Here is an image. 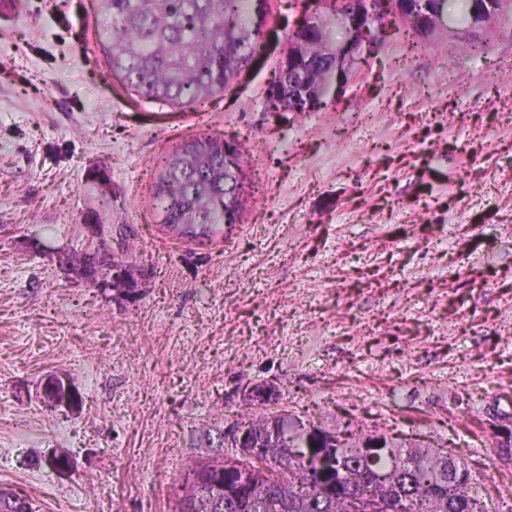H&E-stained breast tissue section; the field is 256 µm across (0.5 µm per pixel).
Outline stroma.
Returning <instances> with one entry per match:
<instances>
[{
	"label": "stroma",
	"mask_w": 512,
	"mask_h": 512,
	"mask_svg": "<svg viewBox=\"0 0 512 512\" xmlns=\"http://www.w3.org/2000/svg\"><path fill=\"white\" fill-rule=\"evenodd\" d=\"M98 0L0 6V489L36 512H174L192 466L271 412L445 446L482 512H512V25L478 55L389 40L313 112H272L294 16L205 106L128 94ZM217 132L245 145L241 223L164 228L156 161ZM120 237L139 295L71 261ZM70 406L36 395L45 377ZM66 459L67 469L46 466ZM71 385L65 376L50 375L41 386V394L50 396L55 406H68Z\"/></svg>",
	"instance_id": "obj_1"
}]
</instances>
